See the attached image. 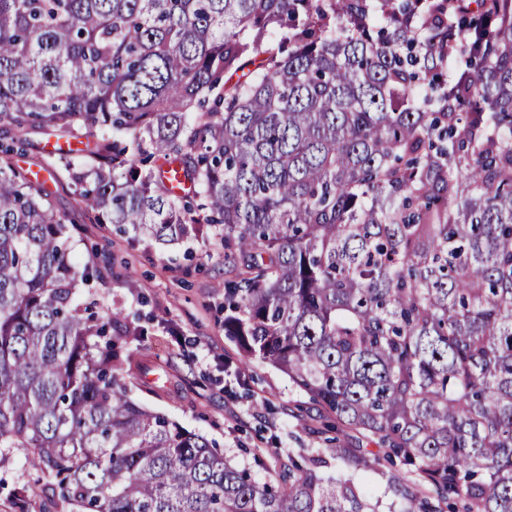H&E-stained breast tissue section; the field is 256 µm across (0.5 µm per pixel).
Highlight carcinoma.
<instances>
[{"mask_svg": "<svg viewBox=\"0 0 512 512\" xmlns=\"http://www.w3.org/2000/svg\"><path fill=\"white\" fill-rule=\"evenodd\" d=\"M34 129L94 140L42 165L89 223L220 236L224 336L409 466L402 512H512V0H0V463L40 512H376L128 396ZM47 133L51 132L41 130L30 131L26 136L29 143L27 152L22 156L13 157V163L23 169L30 167L32 170H38V166H36V164L45 157L44 146L46 143L53 141L66 144V140L68 139L67 137H62L56 132H52V135ZM46 150L51 154H55L61 150H66V147L57 143H48ZM25 448H15L11 452L8 463L0 464V512H18L10 491L16 484L31 481L34 483L35 476H31V470L26 462Z\"/></svg>", "mask_w": 512, "mask_h": 512, "instance_id": "obj_1", "label": "carcinoma"}]
</instances>
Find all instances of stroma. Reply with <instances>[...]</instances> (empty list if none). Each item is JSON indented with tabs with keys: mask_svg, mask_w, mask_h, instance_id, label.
Listing matches in <instances>:
<instances>
[{
	"mask_svg": "<svg viewBox=\"0 0 512 512\" xmlns=\"http://www.w3.org/2000/svg\"><path fill=\"white\" fill-rule=\"evenodd\" d=\"M47 188L72 222L77 256L112 260L103 308L135 329L129 353L156 369L152 393L135 373H126L135 401L215 441L257 479L280 472L288 460L319 454L329 474L354 475L367 499L394 504L391 483L412 480L405 466L376 464L375 445L346 429L340 438L349 454L335 457L322 434L330 419L325 408L270 365L245 359L225 337L224 282L230 273L220 240L168 244L124 234L110 224L88 223L70 184L51 181ZM174 327L182 334L177 343L170 337ZM25 455V449H13L9 462L0 464V512H18L10 491L31 479Z\"/></svg>",
	"mask_w": 512,
	"mask_h": 512,
	"instance_id": "35a3bbf8",
	"label": "stroma"
}]
</instances>
